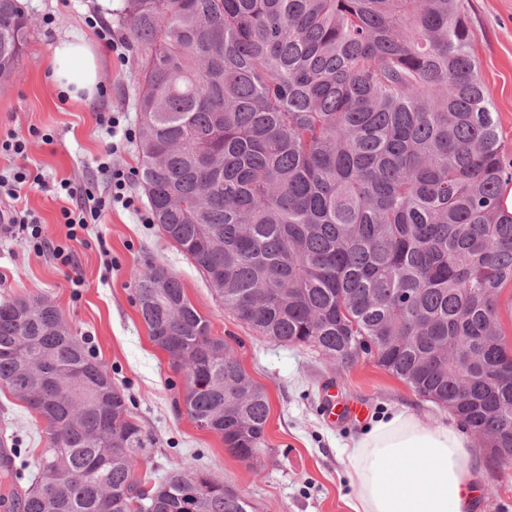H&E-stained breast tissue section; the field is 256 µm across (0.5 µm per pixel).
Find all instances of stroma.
<instances>
[{"mask_svg":"<svg viewBox=\"0 0 512 512\" xmlns=\"http://www.w3.org/2000/svg\"><path fill=\"white\" fill-rule=\"evenodd\" d=\"M19 2L34 26L22 77L0 82V138L10 132L28 137L26 165L48 187L26 186L25 204L40 216L52 244L70 246L84 283L73 287L51 252L38 255L27 241L0 238V300L31 293L53 301L75 334L109 367L135 420L153 439L147 461L137 468L139 476L156 479L190 461L244 495L256 512H351L352 486L342 452L371 422L407 410L423 424L458 427L452 414L423 400L370 356L340 365L309 348L276 345L224 310L190 260L156 226L142 222L148 207L137 184L129 186L133 206L113 204L103 223L89 225L83 242H68L61 218L64 201L50 192V185L67 179L105 196L110 186L103 162L126 171L138 166L135 139L105 158L109 137L95 120L96 113L116 112L122 127L137 128V56L131 48L122 59L99 50L104 96L89 102L60 100L48 79V45L63 37H94L97 20L123 34V0ZM464 8L504 144V164L512 169V0H464ZM148 260L181 277L189 300L209 319L212 335L224 338L265 390L270 406L266 451L256 464L232 456L219 435L198 428L185 412L182 378L150 340L138 311L134 276ZM330 391L340 399L367 403V417L329 425L322 406ZM1 435L12 438L31 462L46 446L36 414L7 392L0 393ZM478 469L482 496L473 512H512V470L494 468L485 451Z\"/></svg>","mask_w":512,"mask_h":512,"instance_id":"35a3bbf8","label":"stroma"}]
</instances>
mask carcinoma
<instances>
[{"label":"carcinoma","instance_id":"carcinoma-1","mask_svg":"<svg viewBox=\"0 0 512 512\" xmlns=\"http://www.w3.org/2000/svg\"><path fill=\"white\" fill-rule=\"evenodd\" d=\"M139 63L137 183L160 232L267 341L359 353L452 413L512 468V172L462 0H124ZM32 19L0 0V79ZM151 341L178 350L185 411L236 458L264 451L268 398L149 261ZM43 423L3 512H254L190 464L151 484L150 446L107 366L44 297L0 303V391ZM28 486L22 487L21 481ZM498 306L501 315V323L509 346L512 344V284L508 282L502 289Z\"/></svg>","mask_w":512,"mask_h":512}]
</instances>
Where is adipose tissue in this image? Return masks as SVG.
Masks as SVG:
<instances>
[{"instance_id":"obj_1","label":"adipose tissue","mask_w":512,"mask_h":512,"mask_svg":"<svg viewBox=\"0 0 512 512\" xmlns=\"http://www.w3.org/2000/svg\"><path fill=\"white\" fill-rule=\"evenodd\" d=\"M52 81L71 100L94 96L98 57L87 39L49 48ZM477 455L458 431L422 424L413 414L378 419L346 451L352 512H470L478 494Z\"/></svg>"}]
</instances>
